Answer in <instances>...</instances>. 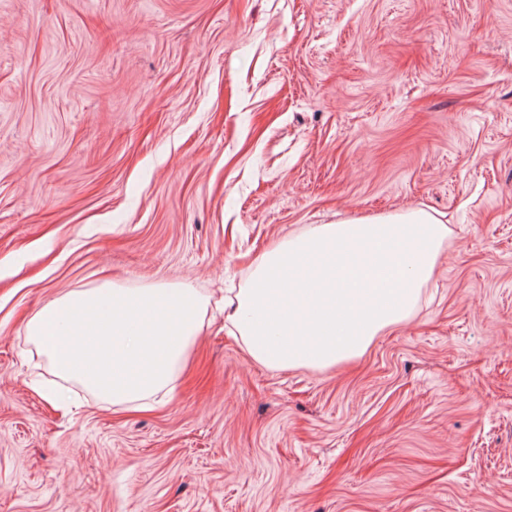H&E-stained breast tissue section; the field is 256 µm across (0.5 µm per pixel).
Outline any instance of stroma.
Returning <instances> with one entry per match:
<instances>
[{"label":"stroma","instance_id":"stroma-1","mask_svg":"<svg viewBox=\"0 0 512 512\" xmlns=\"http://www.w3.org/2000/svg\"><path fill=\"white\" fill-rule=\"evenodd\" d=\"M415 208L438 271L348 363L260 366L216 309L144 411L24 333ZM0 512H512V0H0Z\"/></svg>","mask_w":512,"mask_h":512}]
</instances>
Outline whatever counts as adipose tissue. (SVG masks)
Here are the masks:
<instances>
[{
	"instance_id": "obj_1",
	"label": "adipose tissue",
	"mask_w": 512,
	"mask_h": 512,
	"mask_svg": "<svg viewBox=\"0 0 512 512\" xmlns=\"http://www.w3.org/2000/svg\"><path fill=\"white\" fill-rule=\"evenodd\" d=\"M423 209L314 224L265 253L224 327L270 369H326L361 357L386 329L411 322L448 242Z\"/></svg>"
}]
</instances>
